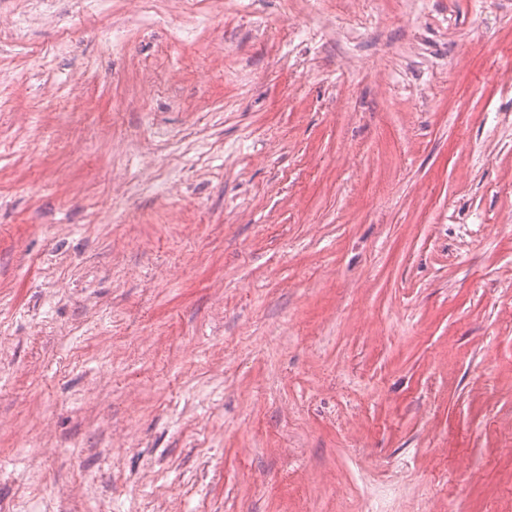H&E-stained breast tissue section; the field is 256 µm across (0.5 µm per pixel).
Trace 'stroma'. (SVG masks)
Instances as JSON below:
<instances>
[{
	"instance_id": "obj_1",
	"label": "stroma",
	"mask_w": 512,
	"mask_h": 512,
	"mask_svg": "<svg viewBox=\"0 0 512 512\" xmlns=\"http://www.w3.org/2000/svg\"><path fill=\"white\" fill-rule=\"evenodd\" d=\"M0 512H512V0H0Z\"/></svg>"
}]
</instances>
